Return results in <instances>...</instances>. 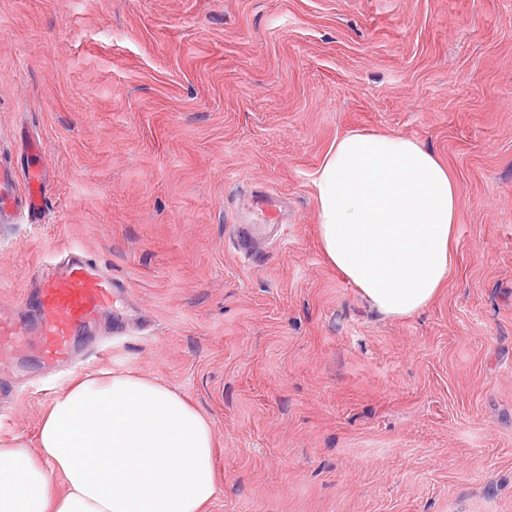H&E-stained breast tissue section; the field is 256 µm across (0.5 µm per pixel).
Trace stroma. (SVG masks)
<instances>
[{"instance_id":"stroma-1","label":"stroma","mask_w":512,"mask_h":512,"mask_svg":"<svg viewBox=\"0 0 512 512\" xmlns=\"http://www.w3.org/2000/svg\"><path fill=\"white\" fill-rule=\"evenodd\" d=\"M409 137L460 189L454 268L404 319L325 259L313 175L345 133ZM0 315L67 251L112 275L84 373L212 423L210 512H512V0H0ZM0 360V436L69 385Z\"/></svg>"}]
</instances>
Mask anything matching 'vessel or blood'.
<instances>
[{"instance_id":"vessel-or-blood-1","label":"vessel or blood","mask_w":512,"mask_h":512,"mask_svg":"<svg viewBox=\"0 0 512 512\" xmlns=\"http://www.w3.org/2000/svg\"><path fill=\"white\" fill-rule=\"evenodd\" d=\"M113 288L111 275L89 253L69 251L51 271L39 277L35 291L36 342H29L15 321L0 319V356L31 347L41 361H71L76 336L111 307Z\"/></svg>"}]
</instances>
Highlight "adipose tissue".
<instances>
[{
	"mask_svg": "<svg viewBox=\"0 0 512 512\" xmlns=\"http://www.w3.org/2000/svg\"><path fill=\"white\" fill-rule=\"evenodd\" d=\"M314 187L325 258L379 314L412 316L453 268L460 190L416 140L353 132ZM214 431L175 387L126 372L74 377L35 449L0 439V512H210Z\"/></svg>",
	"mask_w": 512,
	"mask_h": 512,
	"instance_id": "obj_1",
	"label": "adipose tissue"
}]
</instances>
